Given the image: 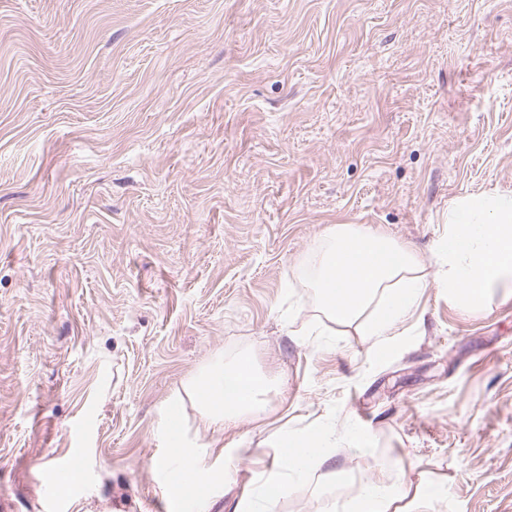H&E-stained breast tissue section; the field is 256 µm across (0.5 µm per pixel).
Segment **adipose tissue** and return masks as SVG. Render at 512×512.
I'll use <instances>...</instances> for the list:
<instances>
[{"label": "adipose tissue", "instance_id": "1", "mask_svg": "<svg viewBox=\"0 0 512 512\" xmlns=\"http://www.w3.org/2000/svg\"><path fill=\"white\" fill-rule=\"evenodd\" d=\"M448 222L441 282L466 309L512 273V196L460 200L449 210ZM317 254L308 278L322 312L336 323L356 326L363 336L394 335L415 316L430 286L418 255L382 234L336 224L322 237ZM194 389L212 421L242 423L261 409L268 380L242 357L201 373ZM335 445L336 432L328 426L283 439L274 474L256 482L234 512H268L287 486L325 465L332 478L343 479V471L330 465ZM436 493L433 487L409 490L406 481L382 472L361 486L349 512H414L402 507L404 498L424 501Z\"/></svg>", "mask_w": 512, "mask_h": 512}]
</instances>
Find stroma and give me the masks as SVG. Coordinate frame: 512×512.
<instances>
[{"label": "stroma", "mask_w": 512, "mask_h": 512, "mask_svg": "<svg viewBox=\"0 0 512 512\" xmlns=\"http://www.w3.org/2000/svg\"><path fill=\"white\" fill-rule=\"evenodd\" d=\"M489 193L512 0H0V512H233L323 425L346 480L271 512L382 469L443 487L424 512H512V275L468 311L431 284L383 359L307 276L334 224L436 276L449 209ZM241 354L273 389L210 424L193 378ZM173 401L201 473L172 488Z\"/></svg>", "instance_id": "stroma-1"}]
</instances>
